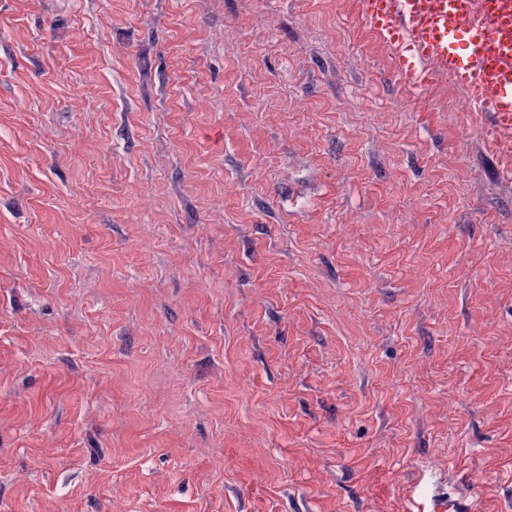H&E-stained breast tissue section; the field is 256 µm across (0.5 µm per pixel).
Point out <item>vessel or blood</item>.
I'll return each instance as SVG.
<instances>
[{
  "mask_svg": "<svg viewBox=\"0 0 512 512\" xmlns=\"http://www.w3.org/2000/svg\"><path fill=\"white\" fill-rule=\"evenodd\" d=\"M373 28L393 48L406 83L426 87L446 76L488 113L486 136L512 170V0H362ZM426 512H468L434 494Z\"/></svg>",
  "mask_w": 512,
  "mask_h": 512,
  "instance_id": "obj_1",
  "label": "vessel or blood"
}]
</instances>
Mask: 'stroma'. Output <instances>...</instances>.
Masks as SVG:
<instances>
[{"mask_svg": "<svg viewBox=\"0 0 512 512\" xmlns=\"http://www.w3.org/2000/svg\"><path fill=\"white\" fill-rule=\"evenodd\" d=\"M360 0H0V512H512V176ZM422 510L426 512H468L471 509L467 508L460 499L448 497L446 493H436Z\"/></svg>", "mask_w": 512, "mask_h": 512, "instance_id": "obj_1", "label": "stroma"}]
</instances>
